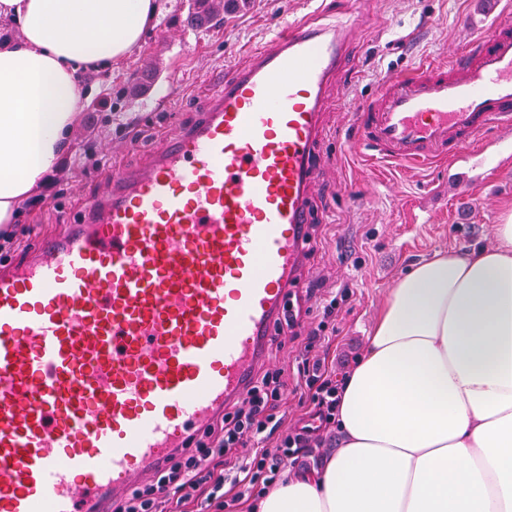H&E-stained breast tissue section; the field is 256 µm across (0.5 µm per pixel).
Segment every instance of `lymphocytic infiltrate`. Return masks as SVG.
<instances>
[{
	"label": "lymphocytic infiltrate",
	"mask_w": 512,
	"mask_h": 512,
	"mask_svg": "<svg viewBox=\"0 0 512 512\" xmlns=\"http://www.w3.org/2000/svg\"><path fill=\"white\" fill-rule=\"evenodd\" d=\"M351 294L346 283L326 292L324 320L311 329L302 358L299 376L313 406L315 425L289 426L283 370L267 369L252 378L246 396L231 412L207 427L193 454L167 460L153 484L114 504L113 512H167L173 493L183 507L198 503L203 512H238L256 495L286 483L290 468H309L313 450L336 429V408L346 381L321 348L326 341L325 321Z\"/></svg>",
	"instance_id": "f902f5d3"
}]
</instances>
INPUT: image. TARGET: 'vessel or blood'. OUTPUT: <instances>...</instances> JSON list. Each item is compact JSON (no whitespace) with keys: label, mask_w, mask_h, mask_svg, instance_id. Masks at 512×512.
<instances>
[{"label":"vessel or blood","mask_w":512,"mask_h":512,"mask_svg":"<svg viewBox=\"0 0 512 512\" xmlns=\"http://www.w3.org/2000/svg\"><path fill=\"white\" fill-rule=\"evenodd\" d=\"M352 18L286 25L80 222L0 264V512H112L244 397L299 285ZM351 147L432 166L512 129V22L388 77Z\"/></svg>","instance_id":"obj_1"}]
</instances>
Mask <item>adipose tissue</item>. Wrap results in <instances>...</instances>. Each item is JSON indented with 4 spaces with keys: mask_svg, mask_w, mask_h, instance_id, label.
I'll use <instances>...</instances> for the list:
<instances>
[{
    "mask_svg": "<svg viewBox=\"0 0 512 512\" xmlns=\"http://www.w3.org/2000/svg\"><path fill=\"white\" fill-rule=\"evenodd\" d=\"M154 0H0V225L62 163L87 71L138 44ZM495 249L394 288L336 420L342 446L254 512H512V216Z\"/></svg>",
    "mask_w": 512,
    "mask_h": 512,
    "instance_id": "ef3b65f1",
    "label": "adipose tissue"
}]
</instances>
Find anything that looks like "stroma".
I'll list each match as a JSON object with an SVG mask.
<instances>
[{
  "label": "stroma",
  "mask_w": 512,
  "mask_h": 512,
  "mask_svg": "<svg viewBox=\"0 0 512 512\" xmlns=\"http://www.w3.org/2000/svg\"><path fill=\"white\" fill-rule=\"evenodd\" d=\"M369 0L353 40L351 72L343 78L326 117L321 189L315 207L330 216L313 234L312 255L296 295L304 322L321 318L319 292L349 283L352 297L331 325L330 356L356 365L380 311L400 278L414 265L448 251L497 244L495 224L512 213V166H499L512 153V134L487 133L492 147L479 168L466 161L426 170L374 166L360 153L346 152L350 112L373 97L380 80L428 62L457 57L475 36L487 32L498 15L512 18V0ZM339 9L342 0H242L225 12L221 26L182 29L187 0H160L141 43L100 76L105 108L95 112L118 151L96 166L89 132L75 125L70 161L90 172L77 185L46 177L33 205L15 226L23 245L0 252L4 262L24 261L44 237L53 235L62 217L79 218L98 187L116 168L143 164L152 150L195 122L215 74L243 65L248 48L263 45L284 22H300L317 5ZM305 336L282 335L268 343L265 363H278L288 384V420L310 423L305 388L297 383Z\"/></svg>",
  "instance_id": "1"
}]
</instances>
